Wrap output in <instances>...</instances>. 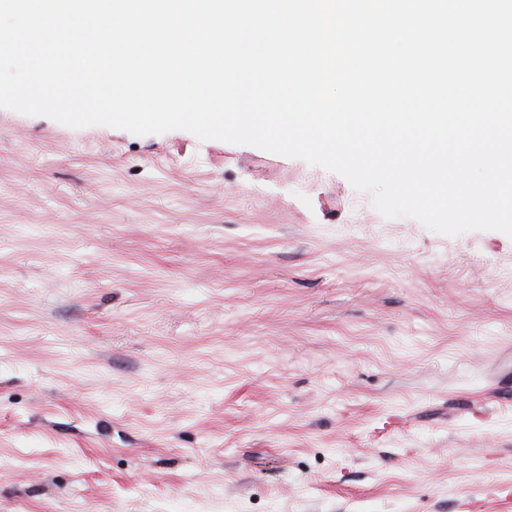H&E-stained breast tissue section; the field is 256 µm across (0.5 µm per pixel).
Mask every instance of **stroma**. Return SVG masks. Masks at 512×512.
I'll list each match as a JSON object with an SVG mask.
<instances>
[{"instance_id": "1", "label": "stroma", "mask_w": 512, "mask_h": 512, "mask_svg": "<svg viewBox=\"0 0 512 512\" xmlns=\"http://www.w3.org/2000/svg\"><path fill=\"white\" fill-rule=\"evenodd\" d=\"M0 512H512V238L0 109Z\"/></svg>"}]
</instances>
